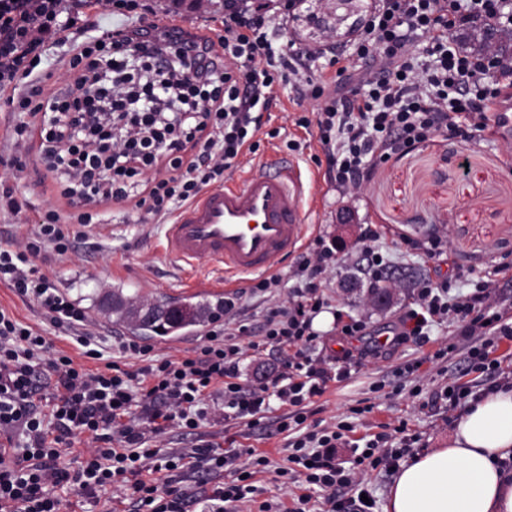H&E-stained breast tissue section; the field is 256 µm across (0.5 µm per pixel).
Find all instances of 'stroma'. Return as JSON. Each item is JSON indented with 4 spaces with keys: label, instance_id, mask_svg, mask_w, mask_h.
<instances>
[{
    "label": "stroma",
    "instance_id": "obj_1",
    "mask_svg": "<svg viewBox=\"0 0 512 512\" xmlns=\"http://www.w3.org/2000/svg\"><path fill=\"white\" fill-rule=\"evenodd\" d=\"M137 7L129 13L96 16L92 35L118 30L139 20L163 23L168 17L182 18L185 28L212 37L224 32V0H214L209 13L193 11L187 0H135ZM357 10L353 20L340 21L339 11L324 13L320 0H301L288 19L270 11L267 34L274 49L293 46L309 51L318 41L320 27L337 24V51L351 53L355 36L353 21L365 20L372 0H352ZM277 104L262 127L260 148L253 157H240L225 173L239 177L254 162L278 157L297 165L310 179L303 202V221L308 224V238L318 236L337 248L339 263L328 276L326 290L333 306L362 318L370 335L385 333L398 321L412 300V292L423 280L449 277L458 269L464 280H451L453 294L465 296L475 282L496 266L512 267V136L498 137L491 130L475 133L473 139L437 136L416 148L379 164L364 189L355 195H343L328 175L326 148L316 127L302 128L294 120L312 116L319 102L299 99L293 85L284 83L276 91ZM297 141L298 150L287 147ZM19 190L29 201V208L16 216L0 213V236L20 235L38 222L41 210L52 206L50 194L44 193L35 175L20 180ZM355 215L353 234H345L336 218L342 211ZM108 233H92L90 247L79 248L70 262L51 265L46 270L56 288L85 311L105 340V357L119 364L128 359L121 352L118 337H135L134 329L113 324L111 319L92 307L93 294L123 289L130 302L154 301L186 290L198 278L220 280L221 266L202 263L188 267L174 262L163 251L164 228L144 212L120 205L108 209ZM379 233L375 250L389 259L396 270V286L390 302L378 307L370 304L368 289L360 272L363 256L357 248L359 233L366 226ZM442 239L448 249V262L416 256L406 242ZM251 282H243L227 291L240 318L250 324L262 322L270 308L280 300L279 293H255ZM0 308L12 313L24 324L48 336L53 350L78 356L76 343L55 331L41 309L18 296L7 281H0ZM480 339L460 336L456 326L432 328L428 339L411 341L398 349H386L376 358H367L347 381L329 382L325 393L308 408V424L328 425L348 421L356 426L353 439L381 432L383 427L408 424L407 433L416 450L439 447L447 441L455 420L467 406L443 397L444 388L462 387L469 398L481 395L500 376L512 377V340H493L489 357L493 364L485 370H472L470 351L480 346ZM415 372H408V365ZM272 419L251 427L237 420L206 426L186 435L172 432L160 438L166 452L184 453L198 440L254 448L264 452L269 463L255 475L263 498L282 503L291 500L290 491L280 470L287 465L288 438L277 431Z\"/></svg>",
    "mask_w": 512,
    "mask_h": 512
}]
</instances>
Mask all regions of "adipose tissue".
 <instances>
[{
	"label": "adipose tissue",
	"instance_id": "1",
	"mask_svg": "<svg viewBox=\"0 0 512 512\" xmlns=\"http://www.w3.org/2000/svg\"><path fill=\"white\" fill-rule=\"evenodd\" d=\"M385 512H512V389L490 391L393 478Z\"/></svg>",
	"mask_w": 512,
	"mask_h": 512
}]
</instances>
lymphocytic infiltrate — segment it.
I'll return each instance as SVG.
<instances>
[{
  "instance_id": "lymphocytic-infiltrate-1",
  "label": "lymphocytic infiltrate",
  "mask_w": 512,
  "mask_h": 512,
  "mask_svg": "<svg viewBox=\"0 0 512 512\" xmlns=\"http://www.w3.org/2000/svg\"><path fill=\"white\" fill-rule=\"evenodd\" d=\"M253 0H224V34L131 24L107 36L73 42L62 61L65 85L48 89L34 69L46 50L77 25L68 0H0V94L21 109L17 135L37 139L38 181L59 200L22 238L0 243V279L44 310L50 325L71 332L86 367L50 350L46 336L0 309V512H61L58 489L92 495L124 488L131 512H189L207 501L210 512H281L258 501L252 468L237 466V450L199 444L172 454L151 439L186 434L217 423L249 419L258 424L279 402L278 432L291 433L287 461L292 482L318 486L334 512H372L363 502L360 473L396 468L410 446L392 448L395 433L381 432L354 454L350 466L336 460L353 427L338 423L301 432L306 409L328 382L351 377L378 347L343 348L321 355L313 321L330 308L326 273L337 262L323 239L299 257L289 275L299 286L286 304L272 308L259 327L238 320L232 301L191 353L157 356L149 345L126 338L124 354L140 366L129 371L105 361L99 337L84 312L53 288L42 272L78 248L62 222L74 210L91 226L92 208L120 204L162 219L193 200L203 185L223 177L243 152H257L261 116L274 87L296 78L300 98L325 99L314 118L328 146L329 174L340 192L368 181L377 164L437 135L469 138L484 130L501 89L512 88V56L471 54L450 36L465 26L512 31V0H375L353 41L362 74L343 54L329 59L334 73L307 76V54L274 51L266 20ZM431 57L419 67L418 55ZM334 98H326L327 88ZM110 95L111 111L100 96ZM492 281L450 298L447 282L424 281L392 330L391 346L426 338L429 327L455 324L460 335L494 333L512 338V311L492 298ZM260 340H252L253 332ZM271 349L281 373L272 382L241 381L248 351ZM53 398L51 414L43 402ZM212 405H205V398ZM85 436L79 464L61 462L71 437ZM182 471V487L160 485L154 473Z\"/></svg>"
}]
</instances>
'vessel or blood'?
I'll list each match as a JSON object with an SVG mask.
<instances>
[{
	"label": "vessel or blood",
	"instance_id": "1",
	"mask_svg": "<svg viewBox=\"0 0 512 512\" xmlns=\"http://www.w3.org/2000/svg\"><path fill=\"white\" fill-rule=\"evenodd\" d=\"M303 198L297 169L266 162L184 206L166 227L165 252L188 265H222L229 288L269 274L275 261L294 253L305 239Z\"/></svg>",
	"mask_w": 512,
	"mask_h": 512
}]
</instances>
